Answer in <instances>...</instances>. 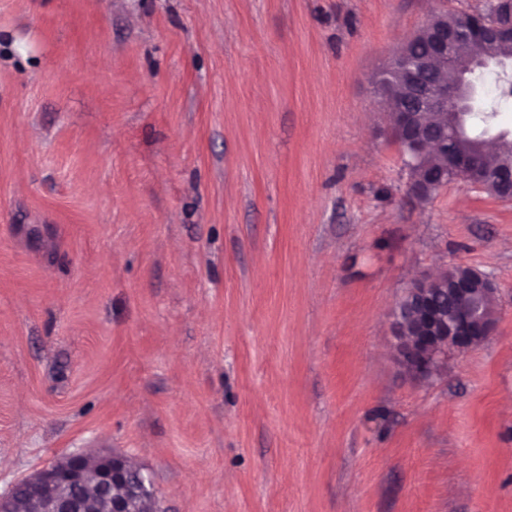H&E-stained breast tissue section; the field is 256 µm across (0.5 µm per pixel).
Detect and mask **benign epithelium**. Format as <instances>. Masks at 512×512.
I'll return each instance as SVG.
<instances>
[{
    "label": "benign epithelium",
    "instance_id": "benign-epithelium-1",
    "mask_svg": "<svg viewBox=\"0 0 512 512\" xmlns=\"http://www.w3.org/2000/svg\"><path fill=\"white\" fill-rule=\"evenodd\" d=\"M422 36L431 45L429 55L409 60L402 49L388 58L382 78L400 81L403 88L421 102L418 112L399 105L390 92L382 102L391 112L393 130L411 136L414 153L421 157L435 151L443 139L441 129L431 128L429 112H452L455 124L463 128L467 114L480 109L481 77L501 67L498 58L476 59L470 70L459 72L448 82L440 72L455 58L464 41L512 43V20L507 23L485 20L466 30V39L446 27L425 25L411 39ZM445 168L465 178V185L485 189L480 172L482 160L467 153L448 155ZM502 187L499 199L512 200V164L497 172ZM439 284L451 295L465 316L448 313V306L432 296ZM498 299V288L485 274L478 280H458L448 287V268L414 282L399 298L392 313L393 340L397 363L414 379H427L445 365L448 355L465 354L483 343L493 332L497 314L484 313V302ZM133 466L126 456L108 451L99 456L80 453L18 483L6 496H0V512H132L131 499L155 500L151 478L142 470L131 475Z\"/></svg>",
    "mask_w": 512,
    "mask_h": 512
}]
</instances>
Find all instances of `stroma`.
Masks as SVG:
<instances>
[{
    "label": "stroma",
    "mask_w": 512,
    "mask_h": 512,
    "mask_svg": "<svg viewBox=\"0 0 512 512\" xmlns=\"http://www.w3.org/2000/svg\"><path fill=\"white\" fill-rule=\"evenodd\" d=\"M486 0H0V495L116 450L159 512H512V201L427 200L373 75ZM490 338L415 380L451 265ZM476 271V270H475ZM477 281L457 280L448 288V267L414 282L399 298L392 313L397 363L414 379H428L445 365L449 354H465L493 332L498 288L478 271ZM435 284L445 288L465 316L448 314V306L433 298ZM495 299V312L486 316L484 302ZM405 305V316L401 307Z\"/></svg>",
    "instance_id": "obj_1"
}]
</instances>
